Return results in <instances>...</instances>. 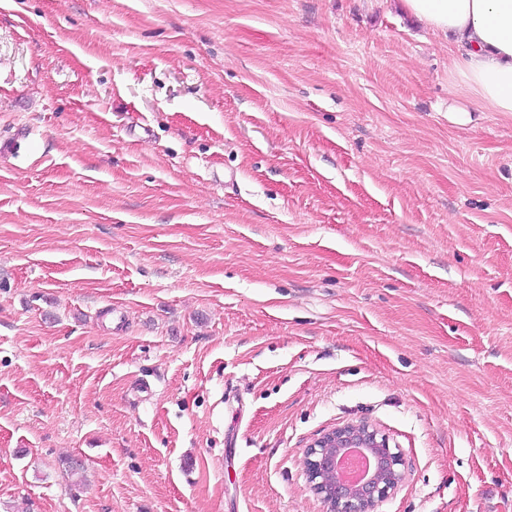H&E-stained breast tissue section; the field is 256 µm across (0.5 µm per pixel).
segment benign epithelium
<instances>
[{
  "label": "benign epithelium",
  "mask_w": 512,
  "mask_h": 512,
  "mask_svg": "<svg viewBox=\"0 0 512 512\" xmlns=\"http://www.w3.org/2000/svg\"><path fill=\"white\" fill-rule=\"evenodd\" d=\"M346 448H365L376 458L371 475L356 486L331 478L328 464ZM305 471L313 492L325 512H376L405 480L400 452L390 447L389 438L366 423H346L320 434L305 450Z\"/></svg>",
  "instance_id": "7a95c632"
}]
</instances>
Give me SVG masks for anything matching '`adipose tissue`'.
<instances>
[{"instance_id":"obj_1","label":"adipose tissue","mask_w":512,"mask_h":512,"mask_svg":"<svg viewBox=\"0 0 512 512\" xmlns=\"http://www.w3.org/2000/svg\"><path fill=\"white\" fill-rule=\"evenodd\" d=\"M457 51L448 82L491 112L512 113V0H402Z\"/></svg>"}]
</instances>
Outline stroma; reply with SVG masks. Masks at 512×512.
<instances>
[{
  "mask_svg": "<svg viewBox=\"0 0 512 512\" xmlns=\"http://www.w3.org/2000/svg\"><path fill=\"white\" fill-rule=\"evenodd\" d=\"M399 0H0V512H512V114ZM82 461V477L69 460ZM345 448H366L376 458L371 468L370 457L360 453L339 455ZM339 455V456H338ZM338 458L336 459V457ZM343 480L355 481L371 475L356 486L332 480L329 462ZM305 471L313 492L324 504L326 512H376L380 502L404 482L403 459L390 447L389 438L366 423H346L321 433L305 450Z\"/></svg>",
  "mask_w": 512,
  "mask_h": 512,
  "instance_id": "stroma-1",
  "label": "stroma"
}]
</instances>
